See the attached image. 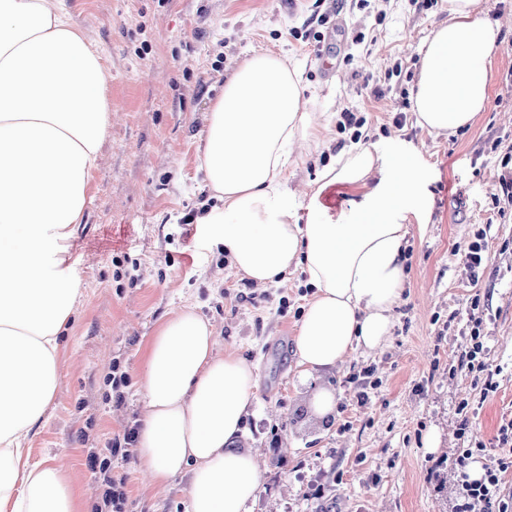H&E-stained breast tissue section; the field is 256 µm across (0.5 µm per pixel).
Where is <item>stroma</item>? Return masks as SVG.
Returning a JSON list of instances; mask_svg holds the SVG:
<instances>
[{
	"label": "stroma",
	"mask_w": 512,
	"mask_h": 512,
	"mask_svg": "<svg viewBox=\"0 0 512 512\" xmlns=\"http://www.w3.org/2000/svg\"><path fill=\"white\" fill-rule=\"evenodd\" d=\"M63 4L102 58L118 117L70 244L79 297L62 339L54 399L29 442L31 463L66 460L73 485L95 504L101 483L86 455L138 422L144 347L161 321L191 306L214 324L222 347L257 370L243 437L264 461L252 512H455L459 449L482 443L476 463L490 464L499 454L498 429L512 419V206L491 198L501 161L512 153V26L487 64L486 110L470 128L436 137L418 126L410 89L420 44L448 18L442 0L428 7L422 0H346L335 16L338 67L330 79L319 71L314 45L296 37L314 0ZM359 31L365 39L353 43ZM264 50L297 66L329 125L324 143L289 168V188L314 181L356 143L387 157L406 149L427 174L429 206L407 221L408 276L387 345L313 383L299 379L293 357L300 312L313 293L305 275L289 274L284 288L257 285L225 263L223 243L182 222L216 203L198 160L209 108L238 65ZM376 89L381 98L373 97ZM345 110L366 117L359 139L336 128ZM480 233L488 259L471 271L456 252ZM475 327L493 376L490 392L463 360ZM116 366L128 377L119 391L108 381ZM318 388L334 393L333 418L313 413ZM463 402L470 430L462 436ZM434 432L441 443L432 454ZM121 471L126 512H186L185 479L160 495L135 464Z\"/></svg>",
	"instance_id": "obj_1"
}]
</instances>
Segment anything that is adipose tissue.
I'll return each mask as SVG.
<instances>
[{"instance_id":"ef3b65f1","label":"adipose tissue","mask_w":512,"mask_h":512,"mask_svg":"<svg viewBox=\"0 0 512 512\" xmlns=\"http://www.w3.org/2000/svg\"><path fill=\"white\" fill-rule=\"evenodd\" d=\"M445 23L419 53L411 89L418 124L471 126L489 102L486 64L503 23L479 0H443ZM112 103L101 59L60 0H0V512H83L61 464L29 466L26 443L58 386L61 339L78 297L69 243L83 223ZM287 58L257 52L210 107L199 160L218 207L199 216L236 270L315 294L295 337L300 380L383 348L405 279V223L427 209L422 173L405 155L358 147L311 182L307 219L284 184L324 142ZM355 194L346 219L323 214L329 187ZM253 364L221 348L214 325L185 307L149 339L140 377L139 472L158 490L187 481L189 512H250L262 468L242 443L255 399Z\"/></svg>"}]
</instances>
